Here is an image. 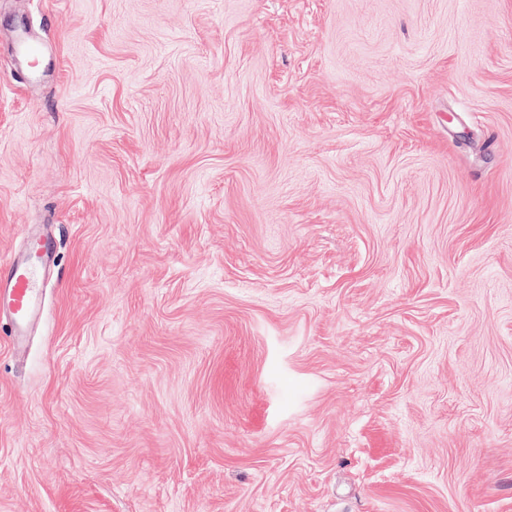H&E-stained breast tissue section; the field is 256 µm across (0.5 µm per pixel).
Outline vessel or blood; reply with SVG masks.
Segmentation results:
<instances>
[{"instance_id":"obj_1","label":"vessel or blood","mask_w":512,"mask_h":512,"mask_svg":"<svg viewBox=\"0 0 512 512\" xmlns=\"http://www.w3.org/2000/svg\"><path fill=\"white\" fill-rule=\"evenodd\" d=\"M34 242L38 259L15 254L0 260V317L10 321L11 336L16 341L25 335L40 308L39 289L45 267L52 258L49 236H35Z\"/></svg>"}]
</instances>
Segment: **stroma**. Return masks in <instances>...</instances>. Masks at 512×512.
I'll return each instance as SVG.
<instances>
[{
	"label": "stroma",
	"mask_w": 512,
	"mask_h": 512,
	"mask_svg": "<svg viewBox=\"0 0 512 512\" xmlns=\"http://www.w3.org/2000/svg\"><path fill=\"white\" fill-rule=\"evenodd\" d=\"M42 224L0 512H512V0H0Z\"/></svg>",
	"instance_id": "stroma-1"
}]
</instances>
